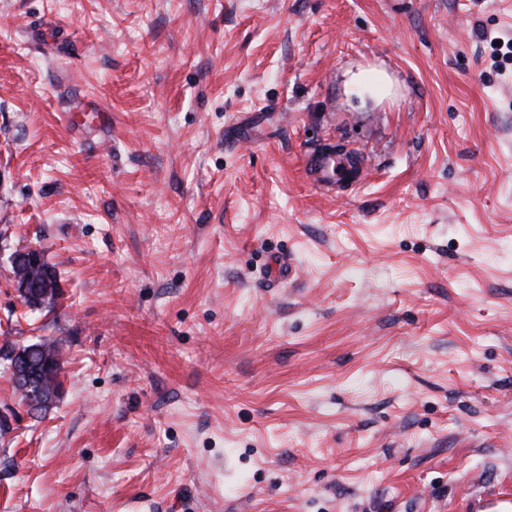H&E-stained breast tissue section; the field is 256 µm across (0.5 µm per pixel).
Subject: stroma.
I'll use <instances>...</instances> for the list:
<instances>
[{
    "mask_svg": "<svg viewBox=\"0 0 512 512\" xmlns=\"http://www.w3.org/2000/svg\"><path fill=\"white\" fill-rule=\"evenodd\" d=\"M1 228L0 348L65 383L40 419L0 362V512L512 492V0H0ZM305 163L307 177L312 184L322 189H335L336 179L339 178L337 168L341 161L336 159L333 149L329 152H309L305 156ZM56 340H48L40 336L39 340L30 342L21 346L12 347L2 359L10 357L16 349L22 355L24 362L27 364L32 373H38V378L42 381L43 387L48 392L57 387L63 386V380L60 378L62 366L60 362L59 347ZM47 359H52L55 363V369L49 368L46 374L43 364Z\"/></svg>",
    "mask_w": 512,
    "mask_h": 512,
    "instance_id": "35a3bbf8",
    "label": "stroma"
}]
</instances>
